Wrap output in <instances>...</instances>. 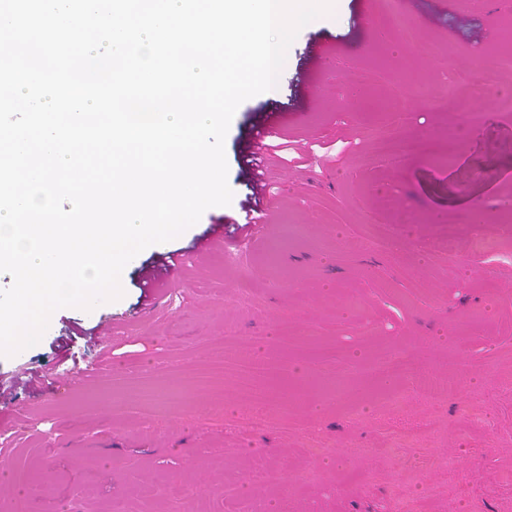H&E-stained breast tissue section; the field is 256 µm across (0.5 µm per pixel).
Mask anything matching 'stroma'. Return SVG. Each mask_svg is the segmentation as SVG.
I'll use <instances>...</instances> for the list:
<instances>
[{
	"mask_svg": "<svg viewBox=\"0 0 512 512\" xmlns=\"http://www.w3.org/2000/svg\"><path fill=\"white\" fill-rule=\"evenodd\" d=\"M416 23L402 43L390 10ZM498 0H336L302 27L273 91L237 108L225 139L230 205L207 209L177 238L126 266L124 294L92 310H56L40 342L0 356L77 377L39 393L18 390L28 416L0 404L9 430L0 512H512V240L490 254L483 236L512 223V114L485 87ZM411 74L429 94L385 123L388 87L363 73ZM469 93L479 126L464 127L454 92ZM287 140L271 155L268 221L246 250L216 241L194 249L217 216L238 217L247 190L237 141L255 111ZM394 143L403 161L383 157ZM489 223H472L477 210ZM184 266L152 311L139 286L165 251ZM111 324L112 341L93 334ZM236 332L231 356L274 365L259 376L210 375L211 346ZM413 357L448 379L426 390L390 376ZM263 410L267 424L247 419ZM423 428L415 447L397 440ZM259 464L278 484L248 477Z\"/></svg>",
	"mask_w": 512,
	"mask_h": 512,
	"instance_id": "stroma-1",
	"label": "stroma"
}]
</instances>
